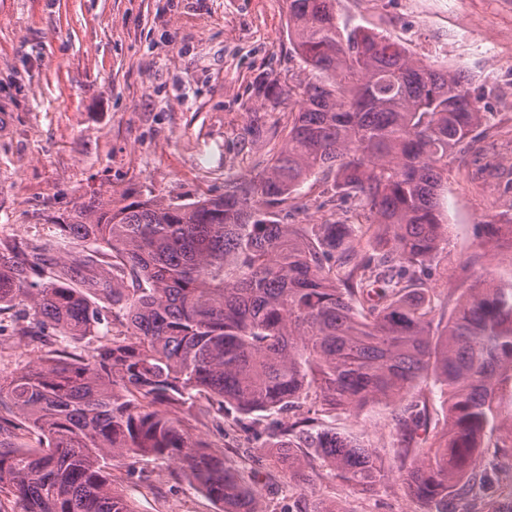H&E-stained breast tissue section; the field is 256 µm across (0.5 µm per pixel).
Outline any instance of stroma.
I'll return each mask as SVG.
<instances>
[{"instance_id": "1", "label": "stroma", "mask_w": 512, "mask_h": 512, "mask_svg": "<svg viewBox=\"0 0 512 512\" xmlns=\"http://www.w3.org/2000/svg\"><path fill=\"white\" fill-rule=\"evenodd\" d=\"M339 25L391 36L415 59L464 72L484 91L487 124L448 159L440 207L448 243L433 275L446 302L483 278H512V238H491L482 224L512 220V0H336ZM304 76L288 53L286 0H0V240L39 243L56 257L57 219L91 197L123 205L138 195L187 203L224 193V182L260 172L280 139L287 106L271 107L262 86ZM264 124L265 134L253 133ZM331 179L313 177L294 223L354 220L321 203ZM32 320L29 308L0 311V377L51 354L53 343L12 335ZM392 407L337 412L338 433L389 451ZM233 417L223 427L201 418L200 434L232 468L280 479L261 441L239 454ZM480 466L495 465L472 512H512L502 493L512 450L486 439ZM307 491L288 483L275 498L286 512L297 498L337 512H426L403 488L398 470L370 492L321 462ZM112 483L134 512H221L175 466L119 457Z\"/></svg>"}]
</instances>
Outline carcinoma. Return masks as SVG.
Here are the masks:
<instances>
[{"mask_svg":"<svg viewBox=\"0 0 512 512\" xmlns=\"http://www.w3.org/2000/svg\"><path fill=\"white\" fill-rule=\"evenodd\" d=\"M334 3L287 0L289 50L307 76L266 94L292 116L269 130L282 145L260 173L190 203L99 197L59 225V248L94 244L112 258L97 300L42 247L0 241V306L35 317L17 334L51 329L62 343L0 377L12 414L0 416V497L24 512H133L112 487V458L153 456L225 512H264L258 475L237 474L192 432L201 399L204 416L234 412L245 433L264 414V447L298 483L314 458L363 492L396 467L432 512H457L488 483L474 456L490 435L512 438L500 409L512 386V278L465 289L448 316L432 288L448 156L488 123L483 96L388 37L340 28ZM319 174L334 177L321 206L352 200L364 221L288 223L301 209L288 201ZM108 312L129 336L69 350ZM429 378L448 415L424 448L428 399L406 397ZM383 402L397 405L387 457L302 413ZM17 418L42 435L38 450L12 442Z\"/></svg>","mask_w":512,"mask_h":512,"instance_id":"cac0c4a2","label":"carcinoma"}]
</instances>
